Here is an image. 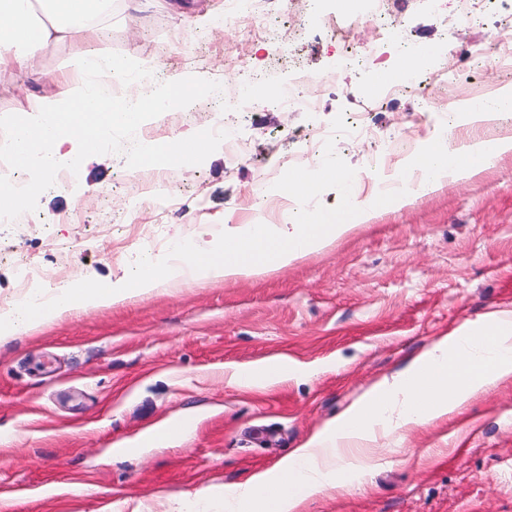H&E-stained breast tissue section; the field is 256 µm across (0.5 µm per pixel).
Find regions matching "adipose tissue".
Returning <instances> with one entry per match:
<instances>
[{
    "label": "adipose tissue",
    "instance_id": "obj_1",
    "mask_svg": "<svg viewBox=\"0 0 512 512\" xmlns=\"http://www.w3.org/2000/svg\"><path fill=\"white\" fill-rule=\"evenodd\" d=\"M113 6V0H0V79L30 70L50 41L80 42L96 35L111 19ZM464 151L471 158L466 166L451 163L442 140L418 153L412 164L421 178L412 193L432 191L448 179L470 178L493 154L512 152V140L491 149L473 142ZM385 204V199L373 198L346 216L228 226L223 249L195 241L177 250L174 261L162 269L147 258L137 273L106 285L93 280L81 288L61 284L53 289L50 301L23 299L0 315V341L33 332L77 308L118 304L163 286L226 282L288 267L345 235L353 225L365 223ZM507 377H512V316L491 314L485 334L459 328L441 337L397 375L377 381L273 469L254 474L230 493L197 492V512H209L219 498L225 512H300L307 498L342 488L347 470L367 474L377 461L369 446L378 438L448 417Z\"/></svg>",
    "mask_w": 512,
    "mask_h": 512
}]
</instances>
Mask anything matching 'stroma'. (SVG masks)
<instances>
[{
    "label": "stroma",
    "instance_id": "35a3bbf8",
    "mask_svg": "<svg viewBox=\"0 0 512 512\" xmlns=\"http://www.w3.org/2000/svg\"><path fill=\"white\" fill-rule=\"evenodd\" d=\"M225 0H168L112 12L100 46L158 62L160 80L192 75L254 87L246 112L203 98L151 126L171 140L194 134L201 119L234 127L250 148L228 160L172 168L167 188L143 189L155 175L85 159L71 182L44 191L28 222L0 227V296L16 293V265L59 268V282L117 280L135 271L142 228L158 226L172 259L174 239L224 246L225 225L255 224L260 197L281 199L316 128L336 135L311 178L308 211H345L344 200L376 197L384 172L366 173L387 143L424 148L512 138V111L493 121L442 119L422 92L364 96L379 71L340 70L346 48L376 42L377 27L352 23L347 0H305L283 17L293 40L256 41L234 66L186 68L191 52L223 61L233 37L212 28ZM420 43L447 41L435 86L448 106L487 100L512 86V61L492 51L512 18V0H491L485 17L465 21L456 0L441 11L425 0H388ZM325 77L314 112L275 106L268 87L294 71ZM51 86L35 75L0 79V116L19 114ZM376 110L378 139L347 140L349 117ZM512 312V152L494 156L469 179L391 204L321 251L281 269L226 283L159 288L107 307L62 315L39 331L0 342V512H165L210 486L230 488L273 468L376 380L395 374L459 327L481 333L493 312ZM275 359L287 380L263 391L230 386L226 368ZM188 429L143 440L169 419ZM137 447L117 458L118 443ZM382 463L348 473L344 488L308 498L301 512H512V379L479 393L460 413L379 440Z\"/></svg>",
    "mask_w": 512,
    "mask_h": 512
}]
</instances>
